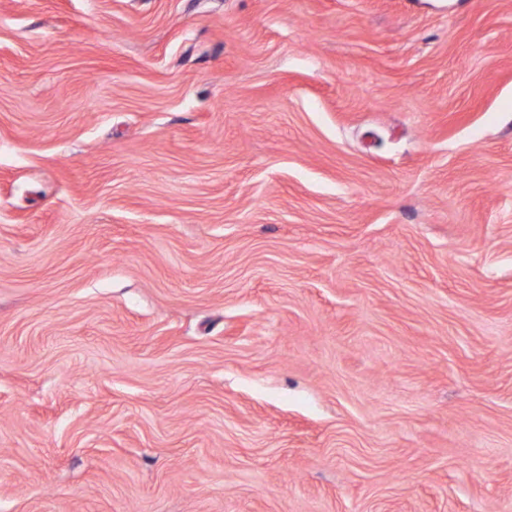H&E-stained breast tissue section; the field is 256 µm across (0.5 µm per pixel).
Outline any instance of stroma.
Listing matches in <instances>:
<instances>
[{
	"instance_id": "obj_1",
	"label": "stroma",
	"mask_w": 512,
	"mask_h": 512,
	"mask_svg": "<svg viewBox=\"0 0 512 512\" xmlns=\"http://www.w3.org/2000/svg\"><path fill=\"white\" fill-rule=\"evenodd\" d=\"M0 512H512V0H0Z\"/></svg>"
}]
</instances>
